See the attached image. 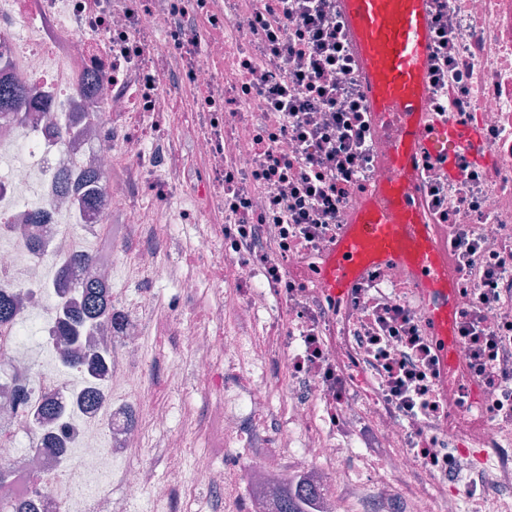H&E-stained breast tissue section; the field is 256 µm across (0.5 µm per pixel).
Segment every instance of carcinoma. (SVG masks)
Returning a JSON list of instances; mask_svg holds the SVG:
<instances>
[{"mask_svg":"<svg viewBox=\"0 0 512 512\" xmlns=\"http://www.w3.org/2000/svg\"><path fill=\"white\" fill-rule=\"evenodd\" d=\"M25 99L22 83H0V110L15 109ZM82 298L80 307L62 308L61 333L67 347L65 365L87 378L103 371L106 354L101 349L87 350L90 333L100 320L112 314V300L106 286L97 278H89L78 285ZM19 300L12 292L0 290V330H6L17 320ZM267 512H331L333 503L323 493L321 486L303 473H294L284 480L279 476L266 475L257 484ZM0 512H39L36 504L19 502L7 495L0 496Z\"/></svg>","mask_w":512,"mask_h":512,"instance_id":"carcinoma-1","label":"carcinoma"}]
</instances>
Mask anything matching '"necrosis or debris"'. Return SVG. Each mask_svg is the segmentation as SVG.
Returning <instances> with one entry per match:
<instances>
[{"label":"necrosis or debris","instance_id":"1","mask_svg":"<svg viewBox=\"0 0 512 512\" xmlns=\"http://www.w3.org/2000/svg\"><path fill=\"white\" fill-rule=\"evenodd\" d=\"M271 0H0V81L24 80L29 104L0 118V289L27 294L8 335L0 336V467L19 499L39 493L46 512H128L153 493H186V442H166L165 477L130 465L148 429L167 428L173 412L147 387L140 341L148 329L175 335L193 359L199 385L215 399L207 415L183 424L219 423L224 445L256 441L304 460L323 486L342 482V462L360 448H389L372 469L374 494H394L391 473L419 467L423 448L447 454L438 469L454 487L436 512H512V410L499 390L464 396L455 413L416 425L404 421L385 390L369 338L371 306L397 304L404 326L430 338L412 277L392 263L368 269L342 298L324 291L320 268L356 195L378 175L373 125L353 175L333 176L336 208L327 224H290L288 187L257 177L265 154L304 163L296 117L274 111L268 95H242L251 70L280 82L288 66L264 57L249 28ZM453 60L431 75L430 117L478 124L490 155L449 180L430 159L421 185L429 223L448 242L459 272L458 307L482 310L498 330L512 323V0H448ZM177 72L183 103L165 88ZM98 79L100 109L84 111V79ZM96 159L102 209L82 200L80 165ZM41 211L43 221L31 225ZM112 241L94 248L101 225ZM509 270L488 281L487 264ZM112 290V321L98 346L108 364L96 381L102 401L75 405L83 378L65 369L54 345L60 307L76 301L87 277ZM175 289L173 311L159 310L150 289ZM188 309L189 320L177 312ZM24 388L27 404L14 391ZM63 406L49 426L37 414L45 398ZM56 429L62 450H40ZM199 485L219 487L223 512H264L262 498L237 497L271 460L242 468L197 461ZM123 496L111 502L110 490Z\"/></svg>","mask_w":512,"mask_h":512}]
</instances>
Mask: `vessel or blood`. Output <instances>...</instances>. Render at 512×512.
<instances>
[{"mask_svg": "<svg viewBox=\"0 0 512 512\" xmlns=\"http://www.w3.org/2000/svg\"><path fill=\"white\" fill-rule=\"evenodd\" d=\"M429 2L339 0L358 62V86L382 136L378 156L385 176L357 195L324 258L321 285L343 295L371 265L390 261L407 269L427 306L438 390L444 393L449 377L462 367L455 335L457 275L422 208V167L444 145L448 176L459 177L461 162L478 159L482 135L458 119H429L434 37Z\"/></svg>", "mask_w": 512, "mask_h": 512, "instance_id": "obj_1", "label": "vessel or blood"}]
</instances>
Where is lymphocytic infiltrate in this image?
I'll use <instances>...</instances> for the list:
<instances>
[{
    "label": "lymphocytic infiltrate",
    "instance_id": "lymphocytic-infiltrate-1",
    "mask_svg": "<svg viewBox=\"0 0 512 512\" xmlns=\"http://www.w3.org/2000/svg\"><path fill=\"white\" fill-rule=\"evenodd\" d=\"M275 24L263 25L264 48L274 60H294L293 80L282 81L272 88L276 105L284 112L296 111L298 106L331 111L333 123L324 127H304L301 135L316 142H332L337 133L360 138L364 122L359 103L349 88L336 85L334 76L352 69V60L344 40L343 28L328 8L326 0H273L270 6ZM297 19L296 28H289V19ZM304 87V100L295 103L292 84ZM290 194L298 201L294 216L296 223L310 218L311 210L331 211L333 187L323 161L309 160L298 183L290 185ZM461 340L472 351L469 369L485 377L487 386L497 384L512 389V377L489 376L488 363L497 356V341L486 333L481 318H474L458 327ZM371 343L377 360L385 371L384 382L392 397L400 400L410 415L425 419L437 410L439 403L429 395L427 364L416 361L419 353H427L422 337L401 335L388 318H381L379 332Z\"/></svg>",
    "mask_w": 512,
    "mask_h": 512
}]
</instances>
